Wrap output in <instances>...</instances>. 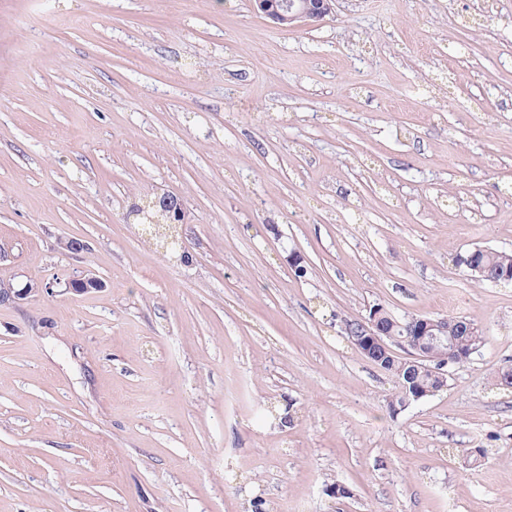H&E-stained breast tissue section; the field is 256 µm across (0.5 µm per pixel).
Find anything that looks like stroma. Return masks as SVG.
<instances>
[{"label": "stroma", "instance_id": "1", "mask_svg": "<svg viewBox=\"0 0 512 512\" xmlns=\"http://www.w3.org/2000/svg\"><path fill=\"white\" fill-rule=\"evenodd\" d=\"M477 4L0 0V282L44 287L0 305V512H512V284L459 262L512 252V0ZM162 193L188 261L132 213ZM376 305L485 345L391 413L340 333ZM332 0H252L253 8L283 28L319 21L332 13ZM157 215L165 217L171 224H178L184 215L181 201L172 195L163 194L154 202Z\"/></svg>", "mask_w": 512, "mask_h": 512}]
</instances>
